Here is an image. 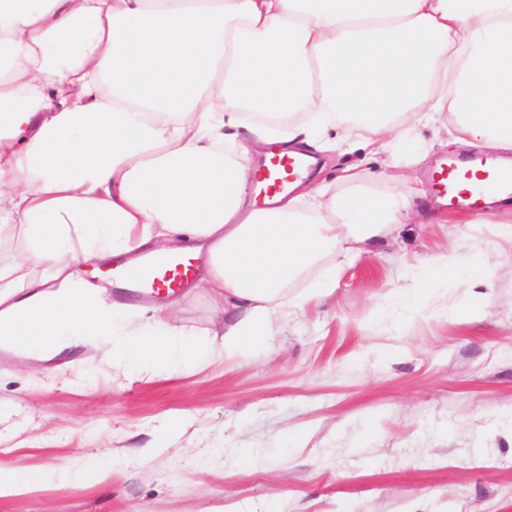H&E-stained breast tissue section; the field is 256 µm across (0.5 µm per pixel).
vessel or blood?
Returning <instances> with one entry per match:
<instances>
[{
  "label": "vessel or blood",
  "instance_id": "vessel-or-blood-1",
  "mask_svg": "<svg viewBox=\"0 0 512 512\" xmlns=\"http://www.w3.org/2000/svg\"><path fill=\"white\" fill-rule=\"evenodd\" d=\"M308 159L276 150L264 159L258 170L260 197L273 199L307 168ZM433 187L449 204L464 203L481 210L493 197L512 199V166L494 159L472 156L440 165L431 177ZM191 267L178 257H152L135 266L117 268L115 277L131 288L133 295L157 293L178 288Z\"/></svg>",
  "mask_w": 512,
  "mask_h": 512
}]
</instances>
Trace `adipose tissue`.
<instances>
[{"label": "adipose tissue", "instance_id": "ef3b65f1", "mask_svg": "<svg viewBox=\"0 0 512 512\" xmlns=\"http://www.w3.org/2000/svg\"><path fill=\"white\" fill-rule=\"evenodd\" d=\"M425 126L512 150V0H0V329L37 362L245 360L412 207L354 164L258 207L250 145L411 166ZM142 252L193 260L223 319L81 310Z\"/></svg>", "mask_w": 512, "mask_h": 512}]
</instances>
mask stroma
Returning <instances> with one entry per match:
<instances>
[{
  "label": "stroma",
  "mask_w": 512,
  "mask_h": 512,
  "mask_svg": "<svg viewBox=\"0 0 512 512\" xmlns=\"http://www.w3.org/2000/svg\"><path fill=\"white\" fill-rule=\"evenodd\" d=\"M464 150L436 145L398 189L422 191L392 238L333 292L289 312L274 347L176 375L102 361L21 365L0 353V473L108 465L112 482L38 484L0 512H512V242L475 211L438 205L429 177ZM315 181L359 161L388 189L386 158L318 153ZM494 264L466 289L436 283L438 314L395 289L424 263ZM173 319L212 326L208 289L176 290ZM181 433L153 453L169 421Z\"/></svg>",
  "instance_id": "obj_1"
}]
</instances>
